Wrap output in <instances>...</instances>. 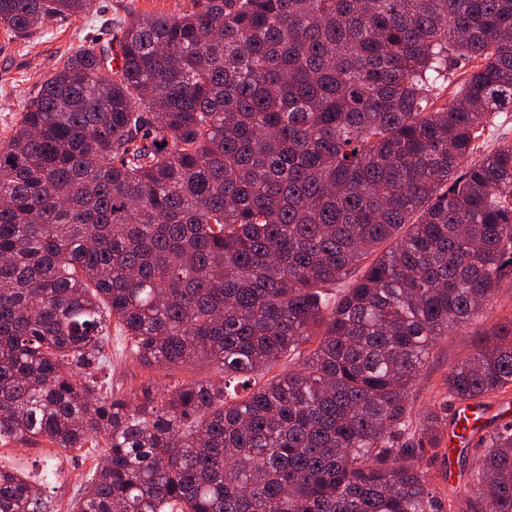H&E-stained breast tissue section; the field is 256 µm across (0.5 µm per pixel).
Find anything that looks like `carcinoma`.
Wrapping results in <instances>:
<instances>
[{"instance_id":"carcinoma-1","label":"carcinoma","mask_w":512,"mask_h":512,"mask_svg":"<svg viewBox=\"0 0 512 512\" xmlns=\"http://www.w3.org/2000/svg\"><path fill=\"white\" fill-rule=\"evenodd\" d=\"M93 0H0L23 36ZM0 144V446L104 460L69 512H453L416 461L435 345L512 277V0H192L132 11ZM476 67L442 104L448 55ZM163 394L83 381L111 323ZM288 372L271 374L283 358ZM512 392V318L448 374ZM463 512H512V422L472 449ZM0 512H50L0 468ZM503 143H512V112H496L487 120L482 136L480 152L469 158V162L477 161L493 152Z\"/></svg>"}]
</instances>
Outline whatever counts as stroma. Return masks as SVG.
Masks as SVG:
<instances>
[{"label": "stroma", "instance_id": "35a3bbf8", "mask_svg": "<svg viewBox=\"0 0 512 512\" xmlns=\"http://www.w3.org/2000/svg\"><path fill=\"white\" fill-rule=\"evenodd\" d=\"M190 0H94L88 13L48 20L30 36H10L0 30V143L15 132L21 113L42 83L48 80L63 60L90 40L106 44L116 32L118 18L129 11L174 13L189 9ZM512 318V279L503 280L492 305L483 317L470 326L442 339L413 391V407L441 403L451 410L445 381L457 362L477 348L480 332L487 326ZM105 361L94 379L102 390L135 393L144 386H172L213 376L210 368L189 366L170 370L144 369L131 352L130 341L119 327H111L104 350ZM105 450L104 437L82 448L63 450L44 444L37 448L12 444L0 448V467L14 469L33 479L49 475L45 494L56 512H66L71 500L92 477ZM418 465L437 493L455 497L469 478V464L455 457L425 451Z\"/></svg>", "mask_w": 512, "mask_h": 512}]
</instances>
